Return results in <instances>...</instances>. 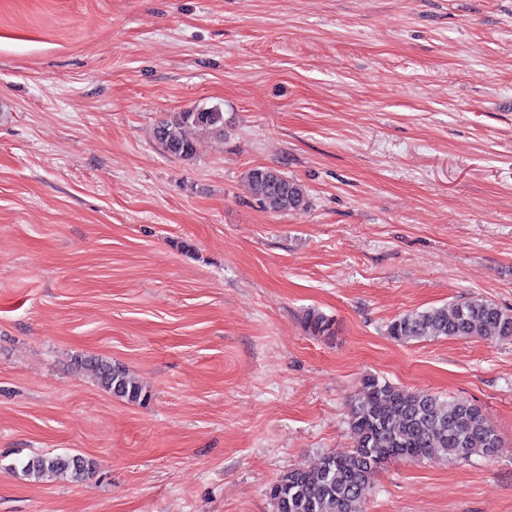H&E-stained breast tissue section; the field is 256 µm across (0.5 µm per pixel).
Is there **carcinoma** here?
<instances>
[{"mask_svg": "<svg viewBox=\"0 0 512 512\" xmlns=\"http://www.w3.org/2000/svg\"><path fill=\"white\" fill-rule=\"evenodd\" d=\"M224 131V112L197 106L154 131L160 148L184 161L195 155L198 130ZM254 200L265 210L282 213L307 207L302 184L269 166L247 172ZM307 330L314 336L333 334L328 316L310 311ZM387 336L399 343L424 339L481 337L512 338V310L470 297L450 304L403 314L387 325ZM105 390L131 403L141 400L143 388L122 365L102 358L80 360ZM353 449L346 455L328 453L309 468L290 470L271 486L274 512H363V491L393 458L449 459L468 462L489 459L499 448V435L477 404L459 398H442L429 392H412L374 375L362 379L360 396L349 409ZM94 462L63 454L35 455L22 466L24 476L48 480L89 474Z\"/></svg>", "mask_w": 512, "mask_h": 512, "instance_id": "carcinoma-1", "label": "carcinoma"}]
</instances>
